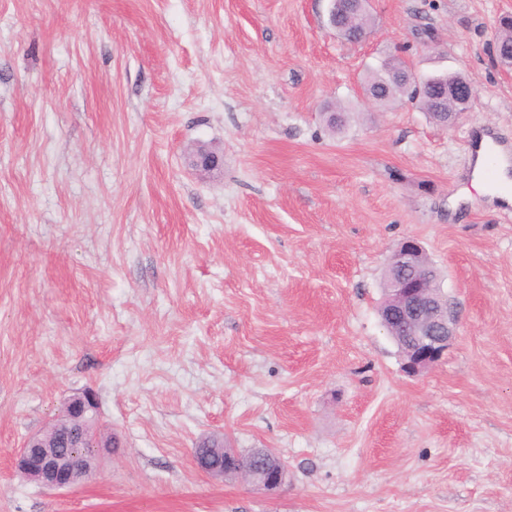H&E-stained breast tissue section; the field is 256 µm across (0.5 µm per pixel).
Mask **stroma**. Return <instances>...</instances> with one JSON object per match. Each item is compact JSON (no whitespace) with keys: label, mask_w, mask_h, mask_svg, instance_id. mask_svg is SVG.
Wrapping results in <instances>:
<instances>
[{"label":"stroma","mask_w":512,"mask_h":512,"mask_svg":"<svg viewBox=\"0 0 512 512\" xmlns=\"http://www.w3.org/2000/svg\"><path fill=\"white\" fill-rule=\"evenodd\" d=\"M328 5L0 0V512H512V205L469 148L512 153V0H372L360 44ZM395 51L477 89L456 127L362 99ZM409 236L458 317L416 376L378 315ZM86 388L117 448L68 490L22 478ZM215 433L274 449L280 492L201 472ZM185 159L188 167L202 177H214L224 167L223 151L208 143H196L186 152Z\"/></svg>","instance_id":"obj_1"}]
</instances>
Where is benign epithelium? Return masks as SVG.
I'll return each mask as SVG.
<instances>
[{
  "instance_id": "obj_1",
  "label": "benign epithelium",
  "mask_w": 512,
  "mask_h": 512,
  "mask_svg": "<svg viewBox=\"0 0 512 512\" xmlns=\"http://www.w3.org/2000/svg\"><path fill=\"white\" fill-rule=\"evenodd\" d=\"M448 95L463 105L456 113L460 120L469 111L477 97L470 83L448 88ZM185 159L188 167L202 177H213L224 167V154L220 148L197 143L190 148ZM422 247L413 238L405 239L388 257L387 263L397 271L390 291L393 304L382 319L386 331L399 330L409 341V354L404 358V368L411 374L427 370L447 350L456 333V317L451 309L436 307L429 289V277L420 273L417 257ZM98 402L96 394L85 389L68 398L61 410L49 420L45 430L52 432L50 442H45L44 433L29 437L19 448L15 458L17 471L27 480L42 487L62 490L74 486L73 476L78 471L92 470L96 457H87L75 448L110 449L112 435L101 432L98 425ZM242 478L257 489L273 495L283 485L284 470L276 468L267 472L251 469Z\"/></svg>"
}]
</instances>
